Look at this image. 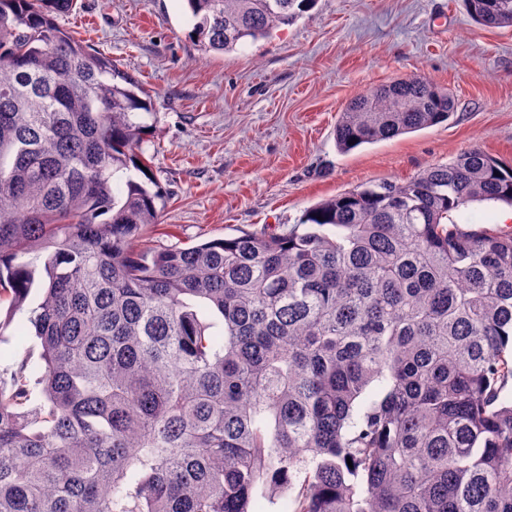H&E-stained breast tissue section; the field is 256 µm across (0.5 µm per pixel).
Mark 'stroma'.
<instances>
[{
	"label": "stroma",
	"mask_w": 512,
	"mask_h": 512,
	"mask_svg": "<svg viewBox=\"0 0 512 512\" xmlns=\"http://www.w3.org/2000/svg\"><path fill=\"white\" fill-rule=\"evenodd\" d=\"M59 23L155 96L148 150L169 200L154 242L279 233L322 199L410 179L472 147L512 163V27L475 23L462 0H317L223 55L195 46L184 0H77ZM414 74L452 94L453 116L339 152L351 99ZM455 218L512 231V207L499 202Z\"/></svg>",
	"instance_id": "stroma-1"
}]
</instances>
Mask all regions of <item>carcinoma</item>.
<instances>
[{
    "label": "carcinoma",
    "instance_id": "carcinoma-1",
    "mask_svg": "<svg viewBox=\"0 0 512 512\" xmlns=\"http://www.w3.org/2000/svg\"><path fill=\"white\" fill-rule=\"evenodd\" d=\"M185 2L222 54L315 6ZM76 3L0 0V304L43 362L0 376V512H253L298 479L291 512H512V233L453 218L512 205V165L469 149L279 234L142 247L168 200L154 96L58 24ZM465 4L512 26V0ZM454 110L397 79L336 145Z\"/></svg>",
    "mask_w": 512,
    "mask_h": 512
}]
</instances>
